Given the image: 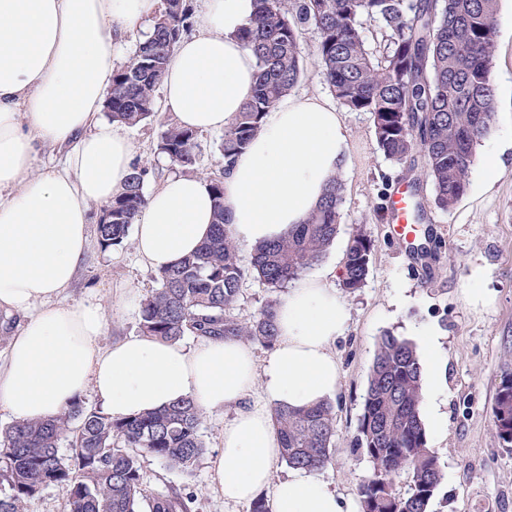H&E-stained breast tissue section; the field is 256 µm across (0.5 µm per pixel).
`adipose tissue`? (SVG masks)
<instances>
[{"mask_svg": "<svg viewBox=\"0 0 512 512\" xmlns=\"http://www.w3.org/2000/svg\"><path fill=\"white\" fill-rule=\"evenodd\" d=\"M157 0H0V310L24 314L0 365V409L18 421L58 416L93 391L108 415L155 412L183 400L220 413L212 457L225 500L271 490L272 512H347L332 485L303 470L278 482L273 410L309 408L339 386L332 343L349 311L329 266L293 281L276 311L278 340L265 359L233 338L193 346L130 337L103 348L101 307L61 298L90 243V207L120 194L134 146L100 114L112 89L118 40L151 19ZM254 0H203L162 81L177 125L219 131L251 99L256 61L236 39ZM65 148L60 165L32 175L34 145ZM344 117L316 95L285 96L224 173V213L234 240L254 247L287 235L350 165ZM214 202L196 177L166 178L135 219L134 243L151 269L178 264L211 232ZM261 385L262 401L251 399Z\"/></svg>", "mask_w": 512, "mask_h": 512, "instance_id": "obj_1", "label": "adipose tissue"}]
</instances>
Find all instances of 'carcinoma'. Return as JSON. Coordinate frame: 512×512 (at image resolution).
Instances as JSON below:
<instances>
[{
    "mask_svg": "<svg viewBox=\"0 0 512 512\" xmlns=\"http://www.w3.org/2000/svg\"><path fill=\"white\" fill-rule=\"evenodd\" d=\"M498 0H255L253 15L237 38L257 62L252 98L224 127L223 163L242 152L263 116L295 87L303 74L299 38L318 33L315 67L338 102L371 114L378 148L408 172L423 169L432 203L448 211L466 193L475 149L494 115L491 77ZM382 37L379 55L370 52L365 25ZM192 25L186 0H163L133 61L112 77L105 108L118 124L133 126L156 116L155 92L170 56ZM197 132L166 125L158 153L185 169L197 163ZM151 169L139 162L122 193L103 207L112 223L97 226L104 248L128 236L146 202L143 188ZM214 222L209 238L192 256L158 275L160 287L141 305L144 336L179 341L186 336L236 337L271 347L277 339L278 297L257 315L231 313L244 269L239 246L224 218L223 177L209 179ZM345 187L329 181L308 219L287 237L252 248L251 265L275 292L304 276L334 242ZM372 240L353 233L342 287H362ZM421 365L415 346L390 332L378 342L370 368L354 452L372 463L357 487L362 512H429L442 472L428 444L421 415ZM498 438L512 446V373L504 374L493 408ZM203 412L192 400L145 416L113 419L72 404L57 417L17 421L0 435V475L10 494L0 512H25L28 501L48 486L66 491L70 512H190L178 491L149 497L142 488L140 458L154 457L190 475L204 453L199 436ZM274 426L282 459L293 469L319 471L335 452L336 411L327 401L309 409L280 406ZM71 454L59 455L61 442ZM405 478L406 489L397 482Z\"/></svg>",
    "mask_w": 512,
    "mask_h": 512,
    "instance_id": "carcinoma-1",
    "label": "carcinoma"
}]
</instances>
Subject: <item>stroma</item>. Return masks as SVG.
I'll return each mask as SVG.
<instances>
[{"label":"stroma","instance_id":"35a3bbf8","mask_svg":"<svg viewBox=\"0 0 512 512\" xmlns=\"http://www.w3.org/2000/svg\"><path fill=\"white\" fill-rule=\"evenodd\" d=\"M318 45L316 31H303L299 50L304 73L296 93L330 97L326 79L312 66ZM492 78L495 116L489 138L512 129V0H499L496 16ZM352 166L342 172L345 198L339 231L324 264L345 259L356 228H363L373 243L369 273L362 288L343 293L350 319L342 336L332 344L340 363L336 407V454L321 472L337 492L356 496L367 475V458L353 454L359 418L378 337L384 331L412 338L415 330L435 331L443 356L435 369L440 413L446 426L430 436L444 478L431 512H512V447H503L492 424V406L503 375L512 371V148L501 154L495 178L479 184L470 174V187L448 211L430 207L425 223L415 225L409 238L396 234L391 221L379 220L376 209L385 205L396 188L407 187L402 166L378 149L371 116L345 112ZM161 111L147 123L126 128L135 158L152 171L145 191H153L178 166L157 151L160 135L171 123ZM251 248L239 251L246 273L233 313L250 317L261 308L270 291L250 271ZM485 271L486 304L474 306L464 290L472 267ZM155 271L137 256L133 239L102 247L91 238L73 285L64 294L71 303L94 300L102 307L105 331L100 346L139 335L141 302L158 288ZM224 415L204 413L200 436L206 453L193 476L147 456L141 459V480L146 491L179 488L191 495L192 512H251L247 503L225 502L216 486L210 460L222 444Z\"/></svg>","mask_w":512,"mask_h":512}]
</instances>
